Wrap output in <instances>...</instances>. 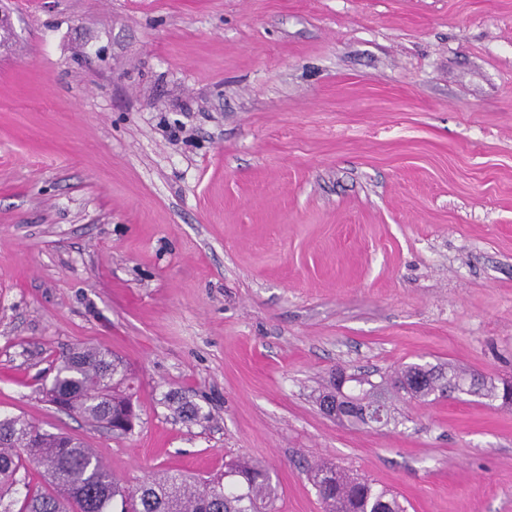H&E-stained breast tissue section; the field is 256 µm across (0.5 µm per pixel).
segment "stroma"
<instances>
[{
  "instance_id": "stroma-1",
  "label": "stroma",
  "mask_w": 512,
  "mask_h": 512,
  "mask_svg": "<svg viewBox=\"0 0 512 512\" xmlns=\"http://www.w3.org/2000/svg\"><path fill=\"white\" fill-rule=\"evenodd\" d=\"M0 416L128 485L329 461L407 512H512V406L325 414L336 370L512 379V0H0ZM137 379L117 438L42 394L62 353ZM206 421L176 419L167 398Z\"/></svg>"
}]
</instances>
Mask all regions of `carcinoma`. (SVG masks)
<instances>
[{
  "mask_svg": "<svg viewBox=\"0 0 512 512\" xmlns=\"http://www.w3.org/2000/svg\"><path fill=\"white\" fill-rule=\"evenodd\" d=\"M354 382L358 393H344L339 379H333V390L320 394L318 401H338L340 415L359 426L389 424L390 404L400 392L420 400L455 391L504 403L512 400V384L499 386L464 370L450 367L445 372L427 364L405 366L390 383ZM133 389L134 379L118 356L76 348L61 357L44 394L57 399L61 411L122 436L138 419ZM177 413L187 422L207 418L187 402ZM27 462L44 473L45 484L27 492L14 511L1 501L19 483L18 473ZM310 478L324 512H406L394 494L333 463L315 464ZM276 498L268 470L256 461L231 460L224 464V474L205 481L163 472L130 486L84 442L20 417H0V512H275Z\"/></svg>",
  "mask_w": 512,
  "mask_h": 512,
  "instance_id": "1",
  "label": "carcinoma"
}]
</instances>
